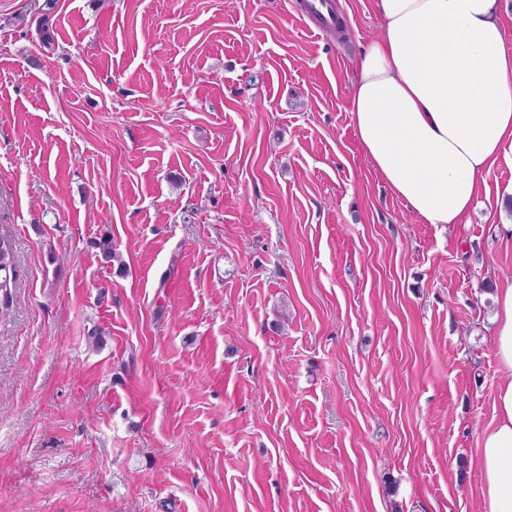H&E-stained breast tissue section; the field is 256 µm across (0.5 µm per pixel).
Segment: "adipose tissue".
<instances>
[{
	"label": "adipose tissue",
	"mask_w": 512,
	"mask_h": 512,
	"mask_svg": "<svg viewBox=\"0 0 512 512\" xmlns=\"http://www.w3.org/2000/svg\"><path fill=\"white\" fill-rule=\"evenodd\" d=\"M378 35L351 86L350 116L373 170L428 224H457L512 147V40L499 0H373ZM504 379L479 442L481 512H512V283L495 295Z\"/></svg>",
	"instance_id": "obj_1"
}]
</instances>
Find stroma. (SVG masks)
Wrapping results in <instances>:
<instances>
[{
    "label": "stroma",
    "instance_id": "obj_1",
    "mask_svg": "<svg viewBox=\"0 0 512 512\" xmlns=\"http://www.w3.org/2000/svg\"><path fill=\"white\" fill-rule=\"evenodd\" d=\"M340 5L341 41L304 0H58L47 50L0 0V512H480L512 149L467 223L410 212ZM16 280L12 246L8 239L0 236V315L10 306L11 286Z\"/></svg>",
    "mask_w": 512,
    "mask_h": 512
}]
</instances>
